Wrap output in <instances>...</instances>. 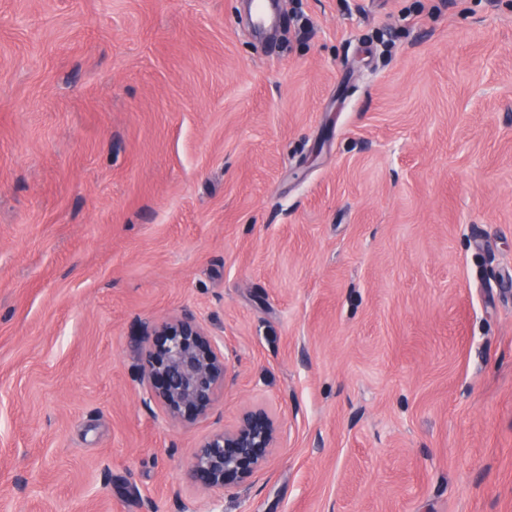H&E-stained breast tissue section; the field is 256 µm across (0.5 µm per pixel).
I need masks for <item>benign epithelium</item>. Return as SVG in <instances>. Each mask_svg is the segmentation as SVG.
Listing matches in <instances>:
<instances>
[{"instance_id": "obj_1", "label": "benign epithelium", "mask_w": 512, "mask_h": 512, "mask_svg": "<svg viewBox=\"0 0 512 512\" xmlns=\"http://www.w3.org/2000/svg\"><path fill=\"white\" fill-rule=\"evenodd\" d=\"M140 378L146 402L161 406L175 422L206 415L224 387L228 365L224 346L191 314L146 325ZM278 425L263 406L245 409L237 423L208 438L195 454L192 473L209 489L247 485L276 448Z\"/></svg>"}]
</instances>
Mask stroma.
I'll return each mask as SVG.
<instances>
[{
	"mask_svg": "<svg viewBox=\"0 0 512 512\" xmlns=\"http://www.w3.org/2000/svg\"><path fill=\"white\" fill-rule=\"evenodd\" d=\"M185 313L230 375L176 424ZM0 512H512V0H0ZM140 378L146 403L161 406L175 422L206 415L224 387L228 365L220 345L191 314L146 325ZM278 425L263 406L245 409L231 428L208 438L195 454L192 473L209 489L247 485L265 467L276 448Z\"/></svg>",
	"mask_w": 512,
	"mask_h": 512,
	"instance_id": "stroma-1",
	"label": "stroma"
}]
</instances>
